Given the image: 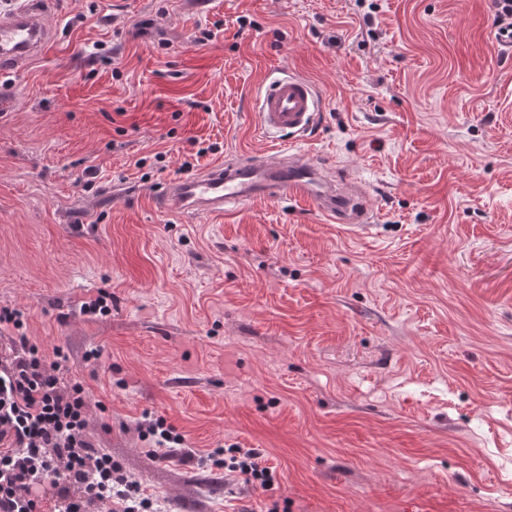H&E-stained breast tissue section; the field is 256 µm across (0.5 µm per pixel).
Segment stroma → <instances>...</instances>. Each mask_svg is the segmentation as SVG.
<instances>
[{
    "mask_svg": "<svg viewBox=\"0 0 512 512\" xmlns=\"http://www.w3.org/2000/svg\"><path fill=\"white\" fill-rule=\"evenodd\" d=\"M196 3L51 0L54 42L0 77V309L68 354L90 434L161 512H512V47L487 0ZM288 72L324 100L298 153L370 230L156 208L276 158L256 103ZM146 414L262 449L273 489L147 456Z\"/></svg>",
    "mask_w": 512,
    "mask_h": 512,
    "instance_id": "1",
    "label": "stroma"
}]
</instances>
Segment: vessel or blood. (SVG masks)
<instances>
[{
	"label": "vessel or blood",
	"mask_w": 512,
	"mask_h": 512,
	"mask_svg": "<svg viewBox=\"0 0 512 512\" xmlns=\"http://www.w3.org/2000/svg\"><path fill=\"white\" fill-rule=\"evenodd\" d=\"M49 0H14L0 11V74L24 71L51 40L45 24ZM320 110V95L308 78L273 77L258 100L260 131L299 142L311 131ZM257 199H286L317 209L328 221L359 232L373 218L360 194L343 190L321 169L289 154L276 159L250 156L168 181L155 197L156 206L178 214L221 216Z\"/></svg>",
	"instance_id": "vessel-or-blood-1"
}]
</instances>
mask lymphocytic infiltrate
<instances>
[{"label": "lymphocytic infiltrate", "mask_w": 512, "mask_h": 512, "mask_svg": "<svg viewBox=\"0 0 512 512\" xmlns=\"http://www.w3.org/2000/svg\"><path fill=\"white\" fill-rule=\"evenodd\" d=\"M60 361H47L25 336L0 338V512H87L108 501L112 512H152L153 502L123 463L97 447L88 431L82 383L62 384ZM136 430L148 455L177 448L185 463L228 472L245 485L270 490L274 474L257 448L233 444L199 454L161 417Z\"/></svg>", "instance_id": "1"}]
</instances>
